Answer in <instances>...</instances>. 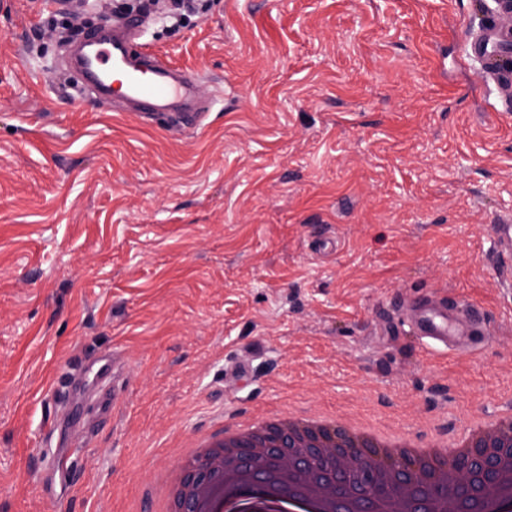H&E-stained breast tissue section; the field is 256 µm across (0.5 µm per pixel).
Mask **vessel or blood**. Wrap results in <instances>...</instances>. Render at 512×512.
<instances>
[{
  "mask_svg": "<svg viewBox=\"0 0 512 512\" xmlns=\"http://www.w3.org/2000/svg\"><path fill=\"white\" fill-rule=\"evenodd\" d=\"M137 25L131 20L106 19L83 43L76 71L85 96L106 105L129 103L141 110L168 112L175 128L202 125L209 102L197 77L168 69L150 55L134 52ZM499 34L473 35L471 47L482 58L480 75L499 87H512V57L497 53ZM415 335L446 347H461L455 319L447 302L428 297L409 315Z\"/></svg>",
  "mask_w": 512,
  "mask_h": 512,
  "instance_id": "vessel-or-blood-1",
  "label": "vessel or blood"
}]
</instances>
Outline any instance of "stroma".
Segmentation results:
<instances>
[{"mask_svg":"<svg viewBox=\"0 0 512 512\" xmlns=\"http://www.w3.org/2000/svg\"><path fill=\"white\" fill-rule=\"evenodd\" d=\"M474 0H0V512H161L201 438L282 412L457 438L512 409L506 92ZM136 18L135 48L199 75L204 126L81 98L59 36ZM337 241L330 253L315 241ZM474 304L470 352L422 342L429 292ZM123 406H59L99 353ZM248 375L240 377L238 366ZM67 474L55 472L65 449ZM494 24L488 27L489 32H481L471 36V47L481 55L482 68L480 75L487 83L499 87H512V57L496 53L503 36L492 33Z\"/></svg>","mask_w":512,"mask_h":512,"instance_id":"obj_1","label":"stroma"}]
</instances>
